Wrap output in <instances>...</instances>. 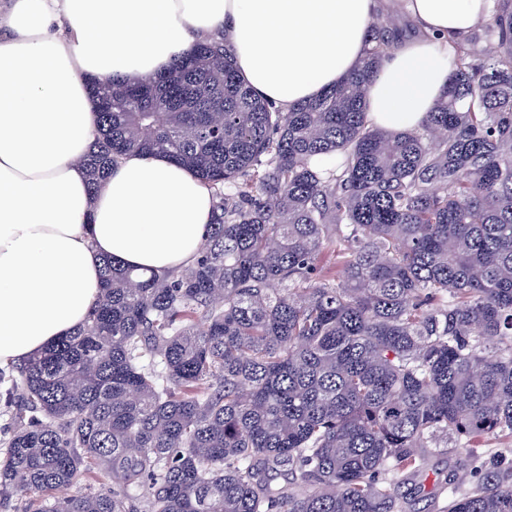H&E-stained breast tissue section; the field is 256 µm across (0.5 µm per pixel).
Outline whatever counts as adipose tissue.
Wrapping results in <instances>:
<instances>
[{
  "instance_id": "obj_1",
  "label": "adipose tissue",
  "mask_w": 512,
  "mask_h": 512,
  "mask_svg": "<svg viewBox=\"0 0 512 512\" xmlns=\"http://www.w3.org/2000/svg\"><path fill=\"white\" fill-rule=\"evenodd\" d=\"M420 34L382 59L371 122L417 126L453 70L450 43L494 0H0V366L39 356L87 318L100 260L166 272L193 261L213 193L163 157L117 162L91 193L79 159L93 138L86 79L137 80L225 31L241 79L281 111L361 64L387 5Z\"/></svg>"
}]
</instances>
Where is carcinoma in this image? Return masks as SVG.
Listing matches in <instances>:
<instances>
[{"label": "carcinoma", "mask_w": 512, "mask_h": 512, "mask_svg": "<svg viewBox=\"0 0 512 512\" xmlns=\"http://www.w3.org/2000/svg\"><path fill=\"white\" fill-rule=\"evenodd\" d=\"M511 1L400 132L366 112L388 24L287 112L240 79L226 33L153 78H89L91 191L160 156L213 189L211 221L176 272L104 258L86 322L18 368L0 509L408 512L399 484L451 448L446 512H512V455L477 447L512 438ZM88 465L120 481L53 498Z\"/></svg>", "instance_id": "obj_1"}]
</instances>
